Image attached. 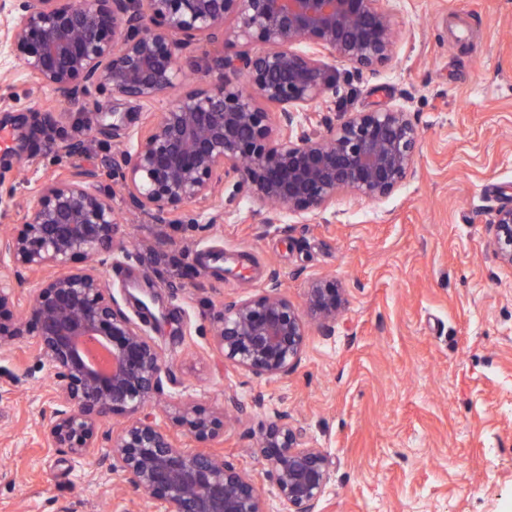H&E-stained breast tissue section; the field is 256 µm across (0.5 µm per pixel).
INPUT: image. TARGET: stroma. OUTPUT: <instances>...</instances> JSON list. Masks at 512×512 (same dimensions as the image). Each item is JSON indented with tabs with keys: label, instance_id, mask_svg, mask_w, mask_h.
Listing matches in <instances>:
<instances>
[{
	"label": "stroma",
	"instance_id": "35a3bbf8",
	"mask_svg": "<svg viewBox=\"0 0 512 512\" xmlns=\"http://www.w3.org/2000/svg\"><path fill=\"white\" fill-rule=\"evenodd\" d=\"M402 33L394 59L355 74L337 63L319 112L409 109L420 130L415 173L382 203L341 191L326 211L267 223L244 197L223 223L163 224L112 199L118 248L100 272L112 300L158 347L167 370L154 409L185 400L226 409L212 449L247 470L268 512H284L253 454L273 412L292 415L336 468L323 512H507L512 507V269L489 242L512 198V0H389ZM0 200L20 222L30 183L101 168L114 150L94 100L66 105L0 44ZM83 140L76 153L54 140ZM278 273L304 307L309 279L345 290L333 335L310 327L296 368L259 378L225 362L210 317ZM157 302L139 304L143 288ZM28 340L0 352V512H164L112 473L110 417L93 455L48 444L60 403Z\"/></svg>",
	"mask_w": 512,
	"mask_h": 512
}]
</instances>
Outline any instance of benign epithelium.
Listing matches in <instances>:
<instances>
[{
	"instance_id": "7a95c632",
	"label": "benign epithelium",
	"mask_w": 512,
	"mask_h": 512,
	"mask_svg": "<svg viewBox=\"0 0 512 512\" xmlns=\"http://www.w3.org/2000/svg\"><path fill=\"white\" fill-rule=\"evenodd\" d=\"M386 0H0L5 38L27 76L64 104L96 99L101 115L116 96L151 103L132 149L79 180L59 176L29 191L23 221L0 238V257L41 273L22 320L0 318V346L33 325L32 348L53 371L63 408L46 435L56 448L85 455L112 415L131 421L112 434L109 468L168 512H266L252 476L221 456L182 447L224 436V412L184 402L161 424L147 412L165 367L145 331L114 307L97 265L116 246L112 184L127 204L181 224L193 204L207 207L206 229L224 222L225 183L234 181L257 210L321 212L339 191L372 202L389 198L413 173L420 133L406 108L342 112L313 128L307 113L336 95L329 55L353 71L391 61L400 39ZM214 54L211 83L188 84L181 61L202 45ZM307 45V49L299 45ZM275 111L269 112L267 108ZM492 251L512 269V203L495 211ZM85 265L71 269L73 258ZM344 288L314 278L306 310L281 291L277 274L248 299L215 315L224 361L254 376H285L302 359L309 323L334 332ZM20 307L14 281L0 275V314ZM256 453L287 512H321L335 465L308 445L287 412L261 429Z\"/></svg>"
}]
</instances>
